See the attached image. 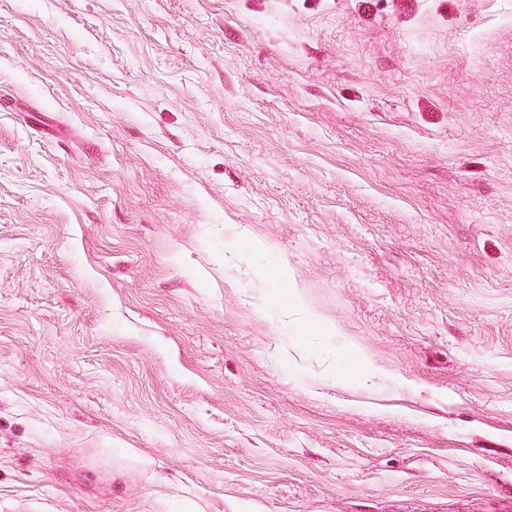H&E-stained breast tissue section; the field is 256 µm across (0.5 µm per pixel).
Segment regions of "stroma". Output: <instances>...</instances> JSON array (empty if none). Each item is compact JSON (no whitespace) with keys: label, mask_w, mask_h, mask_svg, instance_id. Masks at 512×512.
Instances as JSON below:
<instances>
[{"label":"stroma","mask_w":512,"mask_h":512,"mask_svg":"<svg viewBox=\"0 0 512 512\" xmlns=\"http://www.w3.org/2000/svg\"><path fill=\"white\" fill-rule=\"evenodd\" d=\"M0 512H512V0H0Z\"/></svg>","instance_id":"obj_1"}]
</instances>
